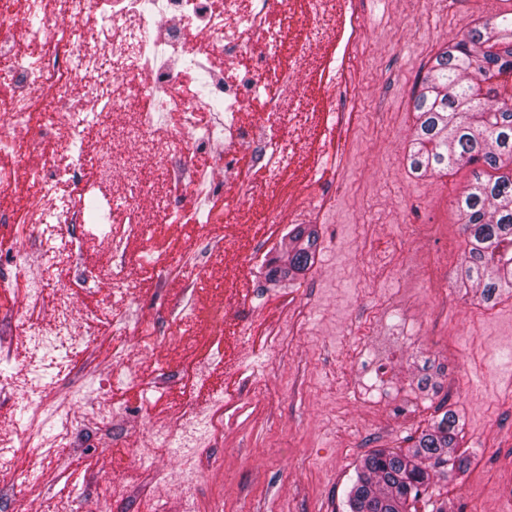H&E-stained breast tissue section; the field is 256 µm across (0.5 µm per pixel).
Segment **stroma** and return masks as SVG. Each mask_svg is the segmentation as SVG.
<instances>
[{
    "label": "stroma",
    "mask_w": 512,
    "mask_h": 512,
    "mask_svg": "<svg viewBox=\"0 0 512 512\" xmlns=\"http://www.w3.org/2000/svg\"><path fill=\"white\" fill-rule=\"evenodd\" d=\"M510 9L512 0H375L349 63V98L338 94L337 34L305 62L289 59L299 82L275 130L285 166L262 170L248 199L233 187L248 149L228 172L216 142L187 159L182 206L166 212L164 160L145 159L133 175L121 167L138 150L123 131L144 98L100 125L110 172L81 171L92 185L85 196L55 195L50 182L37 192L13 185L0 205V310L16 326H0V356L13 355L28 385L0 391V435L19 445L35 422L46 447L0 466L10 492L0 512H186L169 490L182 466L152 428L181 427L194 408L207 411L214 435L195 481L201 512L216 502L222 512H346L361 459L408 448L448 408L462 418L472 463L435 477V490L453 512H512V293L487 308L456 280L465 235L455 201L471 168L420 177L407 160L410 96L430 60L474 22ZM329 104L355 119L353 150L326 181L336 157L321 125ZM71 106L42 131L16 128V164L32 167L72 122L92 119L79 101ZM203 158L219 192L193 180ZM298 180L306 196L297 209H273ZM132 192L140 229L117 228L120 255L97 225L32 221L49 196L60 211L93 210L103 198L120 207ZM216 198L224 220L206 222ZM296 224L319 234L314 262L295 281H268L267 264L284 255ZM72 241L79 259L50 267V252ZM22 325L55 351L22 347ZM427 360L437 386L422 391ZM77 370L95 390L75 401L60 384ZM125 391L127 404L100 425V409Z\"/></svg>",
    "instance_id": "1"
}]
</instances>
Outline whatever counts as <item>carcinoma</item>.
Instances as JSON below:
<instances>
[{
    "mask_svg": "<svg viewBox=\"0 0 512 512\" xmlns=\"http://www.w3.org/2000/svg\"><path fill=\"white\" fill-rule=\"evenodd\" d=\"M503 72L512 73V10L474 24L439 51L411 96V170L440 175L473 167L472 183L456 202L466 235L460 274L486 306L512 292V95L494 83ZM316 249V236L297 230L271 276L306 271ZM461 433L459 416L446 409L409 448L371 451L356 468L348 512H418L432 475L470 466V456L458 452Z\"/></svg>",
    "mask_w": 512,
    "mask_h": 512,
    "instance_id": "carcinoma-1",
    "label": "carcinoma"
}]
</instances>
